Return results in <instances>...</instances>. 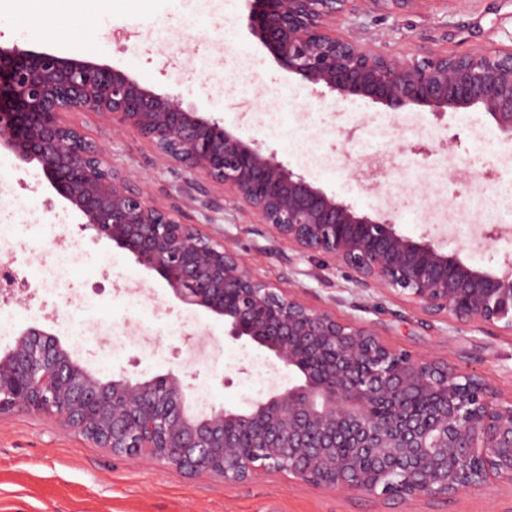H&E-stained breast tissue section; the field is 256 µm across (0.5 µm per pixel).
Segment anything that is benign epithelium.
<instances>
[{
  "mask_svg": "<svg viewBox=\"0 0 512 512\" xmlns=\"http://www.w3.org/2000/svg\"><path fill=\"white\" fill-rule=\"evenodd\" d=\"M247 27L312 92L363 99L438 120L481 107L512 143V47L396 56L336 29L361 11L407 15L424 0H246ZM112 119L150 143L175 176L201 173L288 249L349 270L354 282L401 298L431 318L512 335V259L501 272L463 262L432 239L354 206L263 150L117 67L0 45V149L37 162L82 216V232L128 251L174 299L224 322V335L264 351L297 382L244 411L195 410L190 385L169 372L101 381L51 333L24 330L0 356V415L56 417L112 456L142 457L187 474L244 483L286 472L318 489L386 500H450L512 487V394L446 361L388 345L373 325L340 319L256 278L231 246L159 206L112 169L65 120ZM404 480L393 486L391 474Z\"/></svg>",
  "mask_w": 512,
  "mask_h": 512,
  "instance_id": "1",
  "label": "benign epithelium"
}]
</instances>
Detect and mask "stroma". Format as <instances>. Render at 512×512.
<instances>
[{
	"label": "stroma",
	"instance_id": "1",
	"mask_svg": "<svg viewBox=\"0 0 512 512\" xmlns=\"http://www.w3.org/2000/svg\"><path fill=\"white\" fill-rule=\"evenodd\" d=\"M247 14L245 0H0V44L121 67L156 93L176 96L238 136L257 139L359 213L389 216L403 235L430 234L465 263L500 270L512 257V233L488 241L472 237L477 199L512 179L499 162L512 144L485 111L471 108L439 120L417 107L395 112L315 95L249 34ZM341 30L408 55L494 50L512 45V0H423L404 16L346 15ZM243 56L253 63L256 87L229 85ZM67 119L154 203H178L177 180L148 142L113 132L111 120L96 112ZM348 129L353 138L345 137ZM379 161L382 186L371 190L357 175ZM0 179L12 188L11 220L20 227L7 260L17 276L15 297L6 303L13 324L0 331V355L22 331L37 327L57 336L104 381L173 370L192 375L209 406L244 410L266 396L267 354L225 337L222 321L173 302L163 280L128 251L80 232L79 214L56 199L38 163L0 150ZM208 190L217 207H184L186 222L231 245L256 277L341 318L376 324L394 347L512 392V336L436 320L393 295L358 287L333 262L289 251L270 228L244 217L222 186L212 183ZM74 242L79 248L71 276L59 290L46 291L42 255ZM135 286L140 295L134 301L129 290ZM91 298L98 309L78 347L69 313ZM0 512H512V487L402 503L316 489L277 472L227 484L209 474L112 457L54 417L16 409L0 415Z\"/></svg>",
	"mask_w": 512,
	"mask_h": 512
}]
</instances>
